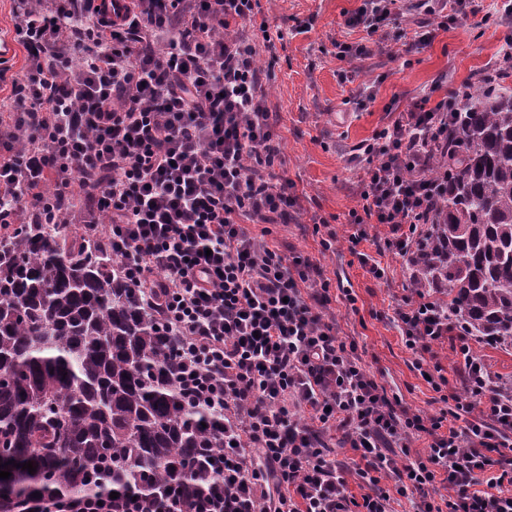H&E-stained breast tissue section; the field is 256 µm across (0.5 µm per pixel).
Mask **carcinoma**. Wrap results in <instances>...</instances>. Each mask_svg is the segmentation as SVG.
<instances>
[{"label": "carcinoma", "mask_w": 512, "mask_h": 512, "mask_svg": "<svg viewBox=\"0 0 512 512\" xmlns=\"http://www.w3.org/2000/svg\"><path fill=\"white\" fill-rule=\"evenodd\" d=\"M456 108L448 191L412 280L442 289L468 335L512 346V68L457 90ZM120 268L107 244L42 216L0 232V471L17 483L0 512L109 490L112 512L172 499L194 512L218 488L224 415L188 402L177 337Z\"/></svg>", "instance_id": "carcinoma-1"}]
</instances>
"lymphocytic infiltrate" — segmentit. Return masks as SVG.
I'll return each instance as SVG.
<instances>
[{
    "instance_id": "lymphocytic-infiltrate-1",
    "label": "lymphocytic infiltrate",
    "mask_w": 512,
    "mask_h": 512,
    "mask_svg": "<svg viewBox=\"0 0 512 512\" xmlns=\"http://www.w3.org/2000/svg\"><path fill=\"white\" fill-rule=\"evenodd\" d=\"M398 2L362 0L345 24L376 34L395 26ZM257 6L13 0V36L28 58L0 123V191L39 209L46 179L65 195L71 178H90L87 237L107 216L128 287L161 293L189 397L224 414V490L202 501L204 512H393L392 495L415 493L418 512H512V388L464 343L453 407L398 410L326 320L320 266L268 242L297 199L272 181L281 149L263 84L274 74L244 34L268 29ZM450 104H417L357 146L368 167L349 221L390 225L386 245L405 256L448 186L433 168L448 147ZM395 320L419 354L455 330L428 288L414 289ZM333 431L360 464L331 458ZM420 436L426 457L405 461ZM495 462L501 474L486 477ZM384 478L394 492L380 488ZM353 482L362 496L351 494ZM438 483L448 491L440 505L426 498Z\"/></svg>"
}]
</instances>
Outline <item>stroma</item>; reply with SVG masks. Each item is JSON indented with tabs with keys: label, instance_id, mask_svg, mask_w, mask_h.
<instances>
[{
	"label": "stroma",
	"instance_id": "35a3bbf8",
	"mask_svg": "<svg viewBox=\"0 0 512 512\" xmlns=\"http://www.w3.org/2000/svg\"><path fill=\"white\" fill-rule=\"evenodd\" d=\"M361 0H260L270 32H283L274 51L260 49L259 65H273L264 87L269 111L277 115L282 162L276 181L288 182L298 198L290 222L272 225L268 240L316 260L330 282L328 315L346 342L355 343L363 368L414 413L439 410L440 394L461 391L458 340L433 347L429 367L440 368L447 384L435 391L415 368L394 321L409 294L408 264L383 243L385 224L357 226L348 212L360 199L363 165L350 162L353 148L391 123L397 111L422 98L437 102L467 84L499 55L512 35V19L464 17L437 28L429 42L419 40V18L401 10L398 35L367 36L345 25ZM373 38L368 56L338 58L337 44ZM361 233L357 247L348 238ZM385 270L377 279L370 264Z\"/></svg>",
	"mask_w": 512,
	"mask_h": 512
}]
</instances>
